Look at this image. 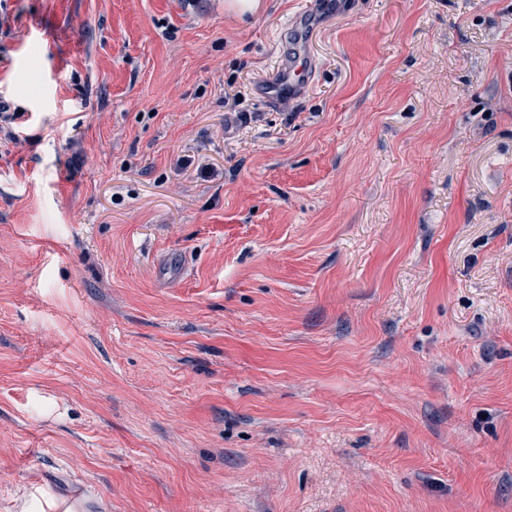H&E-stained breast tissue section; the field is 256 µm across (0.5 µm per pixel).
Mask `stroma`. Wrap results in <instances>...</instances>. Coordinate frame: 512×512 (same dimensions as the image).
Listing matches in <instances>:
<instances>
[{
    "mask_svg": "<svg viewBox=\"0 0 512 512\" xmlns=\"http://www.w3.org/2000/svg\"><path fill=\"white\" fill-rule=\"evenodd\" d=\"M224 2L0 0V512H512V0ZM311 76V61L304 54L297 52L283 59L277 77L262 86L260 94L272 105L285 98L293 99L304 90Z\"/></svg>",
    "mask_w": 512,
    "mask_h": 512,
    "instance_id": "1",
    "label": "stroma"
}]
</instances>
